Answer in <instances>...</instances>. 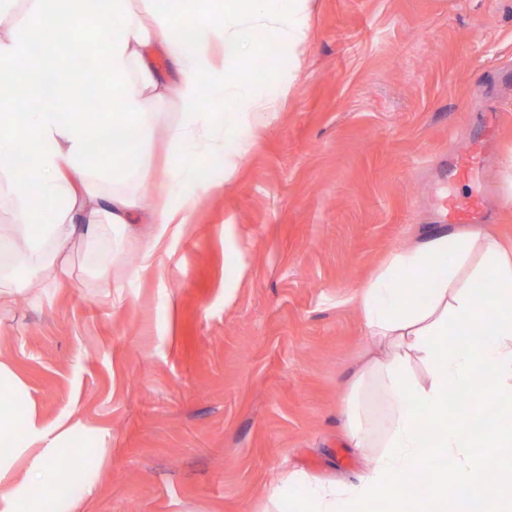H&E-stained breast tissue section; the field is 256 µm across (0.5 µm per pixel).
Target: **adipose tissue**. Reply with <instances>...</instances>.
Masks as SVG:
<instances>
[{
    "label": "adipose tissue",
    "instance_id": "1",
    "mask_svg": "<svg viewBox=\"0 0 512 512\" xmlns=\"http://www.w3.org/2000/svg\"><path fill=\"white\" fill-rule=\"evenodd\" d=\"M307 2L0 0V200L9 202V221L0 226V312L25 292L29 279L62 282L74 246L84 240L95 245L103 275L111 257L99 242L111 241L113 231L153 224L155 233L142 248L144 263H151L172 224L197 205V174L207 153L221 154L225 171L233 172L275 108V100L252 92L246 75L255 30L266 28L296 48ZM20 10L43 30L40 49L19 32ZM87 17L110 32L97 58L102 79L95 83L75 66L59 68L51 47ZM87 98L95 100L94 111L83 108ZM170 103L179 116L169 128L173 164L190 180L172 207L147 213L134 186L148 173L144 157ZM95 135L102 139L101 155L125 161L114 174L89 159ZM202 145L207 153H199ZM491 250L512 265V248L493 233L440 227L390 253L361 285L356 297L367 349L352 374L344 437L370 467L365 478L342 488L285 472L273 502L300 485L305 493L296 512H324L366 486L407 418L388 366L406 359L418 385L431 389L434 368L425 363L416 335L439 320ZM0 391L14 403L0 409V512H76L98 492L107 430L85 429L69 417L43 425L26 385L2 362ZM83 432L92 447L76 446Z\"/></svg>",
    "mask_w": 512,
    "mask_h": 512
}]
</instances>
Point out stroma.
<instances>
[{"label": "stroma", "instance_id": "1", "mask_svg": "<svg viewBox=\"0 0 512 512\" xmlns=\"http://www.w3.org/2000/svg\"><path fill=\"white\" fill-rule=\"evenodd\" d=\"M304 32L257 53L274 115L152 268L138 224L107 279L79 245L61 286L31 281L0 314V361L43 424L110 433L80 512H261L289 469L357 481L355 291L431 226L437 191L482 196L485 230L512 242V0H311ZM490 112L505 119L483 173L442 181Z\"/></svg>", "mask_w": 512, "mask_h": 512}]
</instances>
